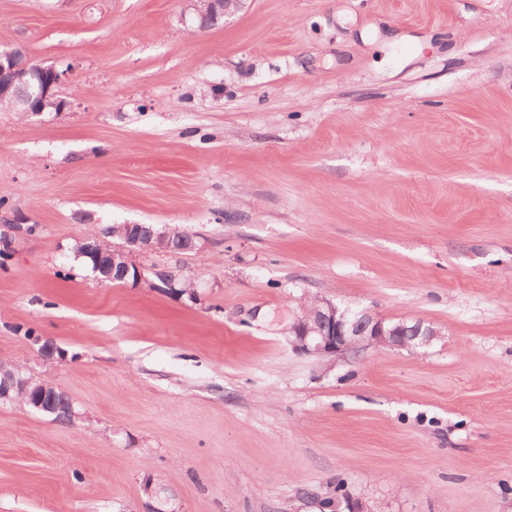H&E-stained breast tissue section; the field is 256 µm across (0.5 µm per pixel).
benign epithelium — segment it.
Masks as SVG:
<instances>
[{
    "instance_id": "obj_1",
    "label": "benign epithelium",
    "mask_w": 512,
    "mask_h": 512,
    "mask_svg": "<svg viewBox=\"0 0 512 512\" xmlns=\"http://www.w3.org/2000/svg\"><path fill=\"white\" fill-rule=\"evenodd\" d=\"M195 12L199 27L206 28L219 19L240 9L245 0H187ZM66 72L54 66L34 64L29 58L11 51L0 52V89H14L12 107L16 112H43L58 107L57 88ZM123 245L112 247L105 236L87 237L77 249L96 258L97 269L103 272L100 282L146 285L171 289L182 282L174 267L146 266L132 259L135 253H172L171 244L176 238H187L185 250L192 252L198 244L189 233L170 226L153 224H123L114 233ZM289 341L295 348L310 355L357 353L364 347L393 349L421 348L432 342L437 332L416 322L413 328L405 324H390L387 320L367 310L352 312L329 299L300 316L289 328ZM57 387L36 381L0 364V401L12 396L27 397L28 405L40 413L54 411Z\"/></svg>"
}]
</instances>
